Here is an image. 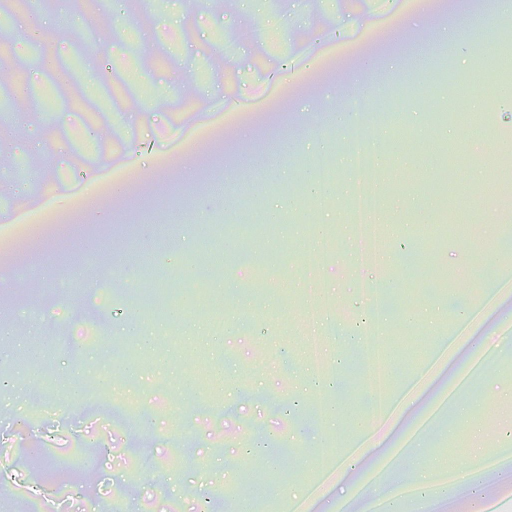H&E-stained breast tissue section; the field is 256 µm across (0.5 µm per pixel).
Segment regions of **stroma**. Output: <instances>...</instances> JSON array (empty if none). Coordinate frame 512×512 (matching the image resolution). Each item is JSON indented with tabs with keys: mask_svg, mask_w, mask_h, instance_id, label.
<instances>
[{
	"mask_svg": "<svg viewBox=\"0 0 512 512\" xmlns=\"http://www.w3.org/2000/svg\"><path fill=\"white\" fill-rule=\"evenodd\" d=\"M405 2L397 11L390 0H147L103 14L58 0L36 40L0 49L12 73L0 96L33 92L51 109L29 118L9 155L30 165L25 194L55 199L53 213L0 225V290L39 281L0 310V378L29 390L20 404L14 390L0 394V472L15 476L0 512H28L36 448L91 474L50 483L42 512H200L203 498L211 512H354L361 497L417 512L410 496L387 498L397 475L426 477V464L467 451L476 435L490 448L512 441V303L476 343L494 357L492 376H479L470 353L449 355L452 381L413 406L430 418L390 434L371 427L360 337L378 326L389 405L402 408L436 335L455 333L468 306L512 277V213L493 191L512 172V118L497 104L475 107L458 51L483 24L485 77L512 86V34L486 27L491 0ZM324 45L331 58H318ZM96 50L91 82L85 57ZM295 57L301 68L286 69ZM273 64L275 93L265 85ZM209 85L251 111L225 113L222 132L201 128L203 147L171 152L181 116L202 115L197 90ZM47 130L60 145L41 175ZM360 134L376 159L372 216L387 235L367 266L354 258L346 205ZM140 142L157 152L128 183L119 156ZM107 163L113 183L100 188V207L70 224L66 183ZM207 165L221 194H194L173 217L137 213L142 197L164 204L191 191ZM70 247L76 258L60 265ZM111 247L148 256L151 271L119 258L97 266ZM210 251L224 268L208 279ZM366 281L381 294L363 293ZM152 283L164 308L138 312ZM219 290L223 302L201 304V292ZM195 325L204 338L191 336ZM310 335L324 338L313 380L298 378L289 347ZM352 446L365 451L354 472L313 500ZM484 500L512 512V489L492 474L480 494L461 487L431 512H478Z\"/></svg>",
	"mask_w": 512,
	"mask_h": 512,
	"instance_id": "obj_1",
	"label": "stroma"
}]
</instances>
